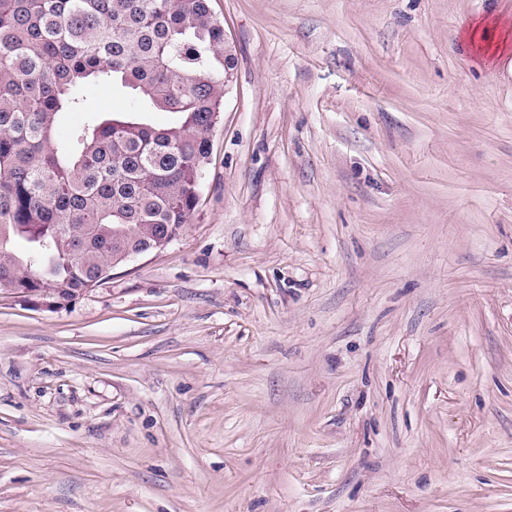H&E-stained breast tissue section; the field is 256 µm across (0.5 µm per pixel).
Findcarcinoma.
<instances>
[{
  "mask_svg": "<svg viewBox=\"0 0 512 512\" xmlns=\"http://www.w3.org/2000/svg\"><path fill=\"white\" fill-rule=\"evenodd\" d=\"M233 69L210 0H0V290L69 303L109 276L117 244L182 230ZM92 81L134 109L59 135ZM159 111L177 122L154 127Z\"/></svg>",
  "mask_w": 512,
  "mask_h": 512,
  "instance_id": "obj_1",
  "label": "carcinoma"
}]
</instances>
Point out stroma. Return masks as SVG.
Instances as JSON below:
<instances>
[{
  "label": "stroma",
  "instance_id": "35a3bbf8",
  "mask_svg": "<svg viewBox=\"0 0 512 512\" xmlns=\"http://www.w3.org/2000/svg\"><path fill=\"white\" fill-rule=\"evenodd\" d=\"M211 7L190 223L0 291V512H512V61L464 39L512 0Z\"/></svg>",
  "mask_w": 512,
  "mask_h": 512
}]
</instances>
